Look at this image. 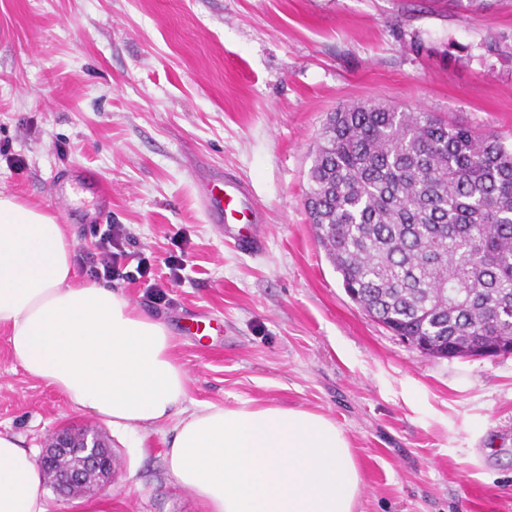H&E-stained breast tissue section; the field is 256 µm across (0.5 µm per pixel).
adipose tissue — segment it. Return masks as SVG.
<instances>
[{
	"label": "adipose tissue",
	"mask_w": 512,
	"mask_h": 512,
	"mask_svg": "<svg viewBox=\"0 0 512 512\" xmlns=\"http://www.w3.org/2000/svg\"><path fill=\"white\" fill-rule=\"evenodd\" d=\"M74 249L56 215L0 192V326L29 376L117 432L165 427L168 469L203 512H355L362 481L343 428L274 404L186 407L167 324L80 279ZM43 481L0 430V512H46Z\"/></svg>",
	"instance_id": "ef3b65f1"
}]
</instances>
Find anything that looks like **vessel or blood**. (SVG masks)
Here are the masks:
<instances>
[{
    "mask_svg": "<svg viewBox=\"0 0 512 512\" xmlns=\"http://www.w3.org/2000/svg\"><path fill=\"white\" fill-rule=\"evenodd\" d=\"M204 204L215 224L240 251L256 253L263 249L265 241L256 228L250 194L241 183L221 176L208 178Z\"/></svg>",
    "mask_w": 512,
    "mask_h": 512,
    "instance_id": "vessel-or-blood-1",
    "label": "vessel or blood"
}]
</instances>
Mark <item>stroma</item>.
I'll return each mask as SVG.
<instances>
[{
    "label": "stroma",
    "instance_id": "stroma-1",
    "mask_svg": "<svg viewBox=\"0 0 512 512\" xmlns=\"http://www.w3.org/2000/svg\"><path fill=\"white\" fill-rule=\"evenodd\" d=\"M424 109L512 146V0H0V192L89 224L123 225L156 267L185 254L156 304L188 400L323 413L346 432L356 512H512V355L433 358L346 294L304 208L328 113ZM86 170L112 190L99 208ZM245 180L265 249L241 254L205 211L201 180ZM73 191L67 210L59 179ZM96 428L119 480L47 512H202L171 477L165 432L136 441L27 375L0 328V430L41 452Z\"/></svg>",
    "mask_w": 512,
    "mask_h": 512
}]
</instances>
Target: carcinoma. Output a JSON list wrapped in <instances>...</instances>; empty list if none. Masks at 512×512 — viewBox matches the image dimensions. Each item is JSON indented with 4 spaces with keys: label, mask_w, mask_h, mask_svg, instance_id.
Returning a JSON list of instances; mask_svg holds the SVG:
<instances>
[{
    "label": "carcinoma",
    "mask_w": 512,
    "mask_h": 512,
    "mask_svg": "<svg viewBox=\"0 0 512 512\" xmlns=\"http://www.w3.org/2000/svg\"><path fill=\"white\" fill-rule=\"evenodd\" d=\"M305 208L350 297L424 354L512 342V150L421 108L329 114Z\"/></svg>",
    "instance_id": "carcinoma-1"
}]
</instances>
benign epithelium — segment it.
Instances as JSON below:
<instances>
[{"instance_id":"obj_1","label":"benign epithelium","mask_w":512,"mask_h":512,"mask_svg":"<svg viewBox=\"0 0 512 512\" xmlns=\"http://www.w3.org/2000/svg\"><path fill=\"white\" fill-rule=\"evenodd\" d=\"M39 464L52 470L49 486L64 499L87 496L112 485V447L87 429L62 427L55 431L45 442Z\"/></svg>"}]
</instances>
